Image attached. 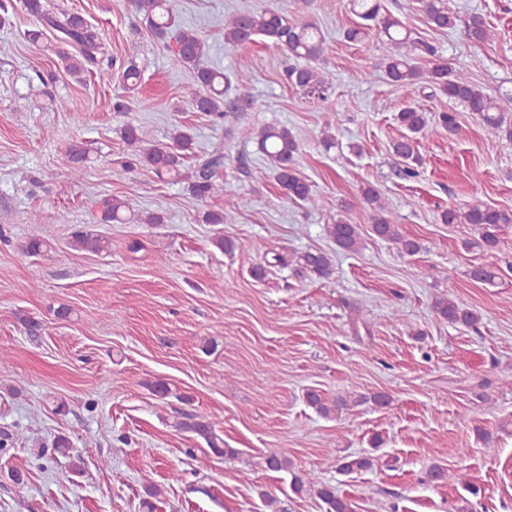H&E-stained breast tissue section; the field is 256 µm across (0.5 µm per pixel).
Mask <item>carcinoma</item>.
<instances>
[{
  "mask_svg": "<svg viewBox=\"0 0 512 512\" xmlns=\"http://www.w3.org/2000/svg\"><path fill=\"white\" fill-rule=\"evenodd\" d=\"M421 3L432 27L440 30L458 27L457 16L442 0H421ZM129 4L136 13L144 16L158 38L175 41L173 54L191 73V81L186 87L191 105L217 119L224 118L227 112L246 110V107L240 105L244 97L228 99L226 92L227 85L232 81L239 87L247 86L250 81L249 66H240L230 78L222 71L203 65L207 43L195 31L178 26L172 0H129ZM23 6L35 25V28L27 31L30 41H39L48 31L70 47L68 51H59V55L71 75L78 77L97 65V55L103 48L102 34L83 16L74 13L59 15L45 0H23ZM350 6L361 22L347 29L345 38L363 42L372 30H377L379 42L387 47L385 72L391 82L402 86L425 83L434 92L459 101L469 111L476 113L489 134L512 140V124L506 122L498 99L475 84L466 69L449 65L447 60L436 56L435 48L412 37V32L398 17L382 11L379 0H350ZM464 35L475 42H487L493 38L494 33L485 20L474 14L464 22ZM257 36L269 40L289 58L303 61V64L288 69L289 83L310 97L323 102L328 100L329 90L334 86V77L332 73L316 66L325 52L324 35L316 25L304 21L298 14L287 15L273 8L238 12L224 19L225 45L238 47L255 40ZM419 54L432 57V66L426 70L420 69L415 64ZM140 80L141 72L132 61L123 72L125 96L113 104L114 111L125 112L129 109L131 93L135 92ZM396 119L407 134L392 142L393 154L405 163V167L400 169V175L406 179L413 178L417 175L416 167L421 164L417 136L426 131L429 119L425 109L415 103L402 108ZM147 136L146 128L139 125L129 124L122 129L121 138L132 156L127 167H144L160 180L179 175L180 167L193 151L191 134L177 126L169 137L170 143L155 145L146 144ZM256 138L259 152L269 160L275 181L288 198L313 209L319 208V198L296 168L300 146L291 130L286 126L267 127ZM87 159L84 147H70L69 162L75 176L83 175ZM223 161L224 143L220 142L213 146L209 159L198 165L188 176V189L194 197L206 199L235 193L232 185L217 176V169ZM361 196L372 211L371 231L377 238L396 245L407 255L420 252L421 244L401 231L374 186L362 187ZM100 209V221L103 224L164 222V217L157 212H131L125 201L114 196L100 199ZM441 220L445 224L475 225L481 231L484 245L492 249L498 244L497 230L500 226L512 224V211L473 204L463 210L450 208L442 213ZM233 221L231 210H209L201 215L204 224H230ZM326 233L338 250L346 253L359 251L361 234L358 225L340 218L326 225ZM71 246L77 250L102 253L109 250L110 241L102 235L79 228L72 233ZM293 261L320 278L328 279L335 271L333 259L324 251L302 252L293 257ZM469 276L475 282L491 283L497 273L491 267L476 265L470 269ZM433 311L441 321L472 329L477 328L482 321L480 313L463 307L451 296L436 299ZM305 398L307 404L325 418H332L348 407L347 400L338 398L330 402L315 390L307 391ZM175 428L203 440L216 455H235V450L225 447L224 439L217 434L213 423L202 414L183 415L182 419L176 421ZM53 448L60 456L70 460L74 472L80 471L82 459L67 436H57ZM266 466L273 472L290 473L295 492L299 493L306 487L315 491L326 505V512H356L350 499L338 495L335 487L320 481L316 474L295 470L288 457L273 453L266 458ZM372 467L373 459L369 456H346L338 460V469L345 474Z\"/></svg>",
  "mask_w": 512,
  "mask_h": 512,
  "instance_id": "1",
  "label": "carcinoma"
}]
</instances>
